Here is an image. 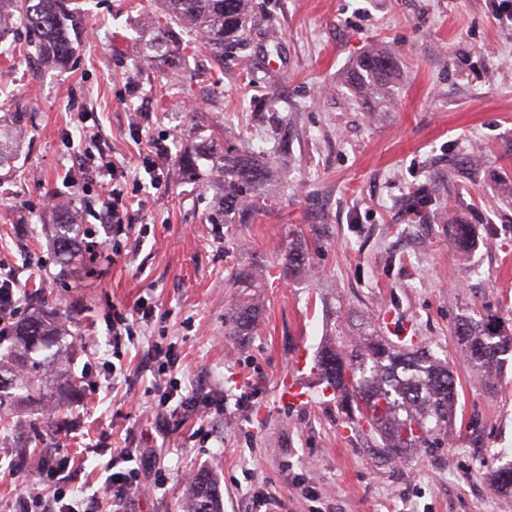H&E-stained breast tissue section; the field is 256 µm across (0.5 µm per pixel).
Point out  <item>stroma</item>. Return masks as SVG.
I'll return each mask as SVG.
<instances>
[{
  "label": "stroma",
  "mask_w": 512,
  "mask_h": 512,
  "mask_svg": "<svg viewBox=\"0 0 512 512\" xmlns=\"http://www.w3.org/2000/svg\"><path fill=\"white\" fill-rule=\"evenodd\" d=\"M258 20L245 51L187 52L171 70L146 53L161 0H72L83 30L70 65L0 57V116L26 113L20 146L0 167V260L21 269V311L41 290L86 339L76 372L98 385L62 416L58 456L87 451L69 490L111 502L88 452L99 433L120 448H154L164 489L134 495L132 512H182L184 473L207 471L224 512H512L492 471L512 461V362L491 382L461 351L455 327L496 315L512 328V30L492 0H249ZM391 55L386 85L357 88L368 51ZM153 122L139 128L141 112ZM288 125V145L267 115ZM248 142L267 162L252 224H213L215 188L184 181L172 160L202 143ZM116 163L143 244L102 271L53 260L54 192L78 205L99 250L106 196L78 173L85 151ZM473 227L459 251L438 215ZM297 247L311 267L289 272ZM263 263L252 288L232 271ZM154 309L112 357V305ZM253 323L232 329L238 301ZM432 350L456 380L447 434L434 448L384 462L324 396L315 356L368 329ZM174 347L198 414L170 438L146 388L154 346ZM311 401L280 400L291 366ZM250 400L233 403L241 392ZM227 401L228 413H208Z\"/></svg>",
  "instance_id": "35a3bbf8"
}]
</instances>
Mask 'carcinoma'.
<instances>
[{
    "instance_id": "cac0c4a2",
    "label": "carcinoma",
    "mask_w": 512,
    "mask_h": 512,
    "mask_svg": "<svg viewBox=\"0 0 512 512\" xmlns=\"http://www.w3.org/2000/svg\"><path fill=\"white\" fill-rule=\"evenodd\" d=\"M247 0H164L155 16L152 49L166 48L171 68H178L189 45L171 38L174 27H190L200 34L198 47L224 55V45L243 40L248 22ZM9 13L30 34L37 55L57 65L68 64L74 53L68 0H0V15ZM392 69L385 54L364 55L356 66L362 84L382 85ZM12 128L0 124V165L12 156ZM182 174L200 180L217 171L223 205L211 221L249 224L256 214L255 199L268 180V166L250 150L229 147L217 154L200 145L177 160ZM81 227L57 224L54 253L62 266L75 259ZM450 239L465 250L473 242L472 226L448 224ZM256 268L243 267L233 276L238 288L252 286ZM476 373L492 379L512 353V330L496 318L465 320L455 328ZM75 350L67 339L57 312L42 310L16 326L8 353H0V427L10 429L8 415L19 407H38L39 417L29 422L35 432L48 426L46 415L56 405L81 395V382L69 370ZM320 376L336 391V401L358 435L375 443L386 460H402L419 448L436 444L451 424L457 399L456 383L429 350L409 349L400 343L366 333L358 340L342 336L324 345L316 361ZM185 512H224L212 476L196 474L189 483Z\"/></svg>"
}]
</instances>
